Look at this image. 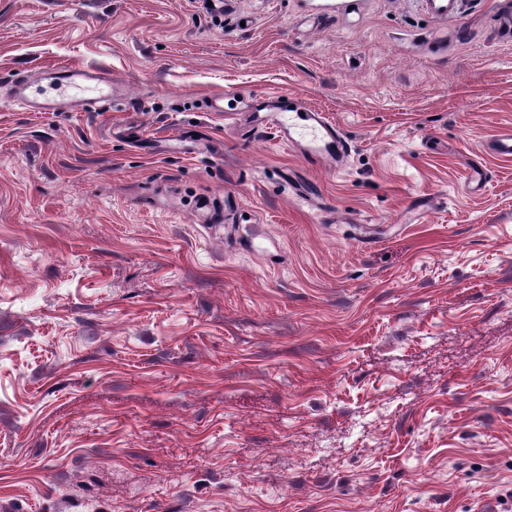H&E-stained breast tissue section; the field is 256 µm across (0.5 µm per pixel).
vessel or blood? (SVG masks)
<instances>
[{"label": "vessel or blood", "mask_w": 512, "mask_h": 512, "mask_svg": "<svg viewBox=\"0 0 512 512\" xmlns=\"http://www.w3.org/2000/svg\"><path fill=\"white\" fill-rule=\"evenodd\" d=\"M53 73L56 88L51 94L32 90L27 77L16 78L15 102L33 112H78L111 104L115 82L110 73L76 65L55 67ZM249 105L274 117L280 142L296 151L309 167L343 161L351 150L341 127L302 101L286 104L272 94L251 98Z\"/></svg>", "instance_id": "vessel-or-blood-1"}]
</instances>
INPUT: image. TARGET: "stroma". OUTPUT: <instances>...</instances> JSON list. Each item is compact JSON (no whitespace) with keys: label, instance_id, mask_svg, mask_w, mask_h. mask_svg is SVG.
Here are the masks:
<instances>
[{"label":"stroma","instance_id":"obj_1","mask_svg":"<svg viewBox=\"0 0 512 512\" xmlns=\"http://www.w3.org/2000/svg\"><path fill=\"white\" fill-rule=\"evenodd\" d=\"M511 15L0 0V512H503ZM61 64L128 101H8ZM273 91L340 124V166L253 126Z\"/></svg>","mask_w":512,"mask_h":512}]
</instances>
